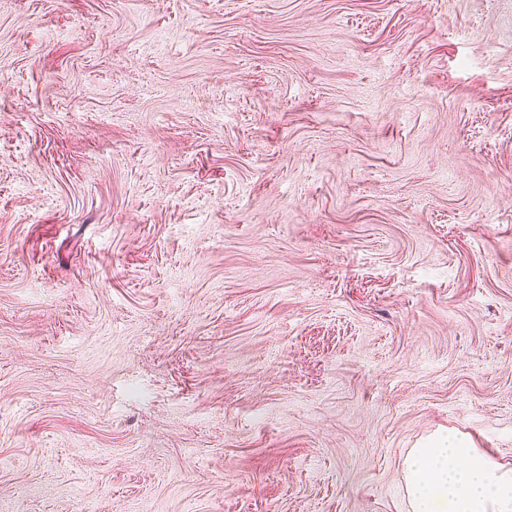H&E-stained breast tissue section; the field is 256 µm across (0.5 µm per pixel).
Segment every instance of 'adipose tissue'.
<instances>
[{"label": "adipose tissue", "instance_id": "adipose-tissue-1", "mask_svg": "<svg viewBox=\"0 0 512 512\" xmlns=\"http://www.w3.org/2000/svg\"><path fill=\"white\" fill-rule=\"evenodd\" d=\"M404 487L411 512H512V466L456 432L409 450Z\"/></svg>", "mask_w": 512, "mask_h": 512}]
</instances>
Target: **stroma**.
<instances>
[{"mask_svg": "<svg viewBox=\"0 0 512 512\" xmlns=\"http://www.w3.org/2000/svg\"><path fill=\"white\" fill-rule=\"evenodd\" d=\"M512 465V0H0V512H410ZM404 483L411 512H512V466L494 462L457 432L410 449Z\"/></svg>", "mask_w": 512, "mask_h": 512, "instance_id": "stroma-1", "label": "stroma"}]
</instances>
